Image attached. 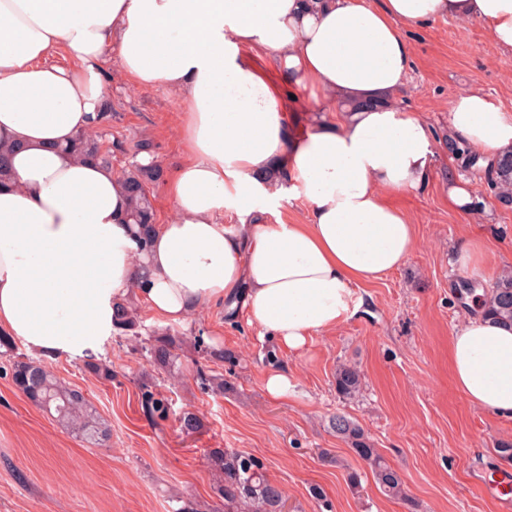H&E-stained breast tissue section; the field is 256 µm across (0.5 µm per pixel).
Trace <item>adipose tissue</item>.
Here are the masks:
<instances>
[{"mask_svg":"<svg viewBox=\"0 0 512 512\" xmlns=\"http://www.w3.org/2000/svg\"><path fill=\"white\" fill-rule=\"evenodd\" d=\"M443 18L479 21L512 56V0H0V147L13 175L0 185V332L40 356L90 360L132 296L173 322L242 299L292 351L336 328L356 311L353 285L414 249L411 218L387 197L423 187L435 143L397 102L403 32ZM110 51L135 85L182 105L187 160L145 248L122 176L64 150L95 129ZM286 85L358 109L295 139ZM449 127L486 159L512 152V114L479 87L456 95ZM287 193L306 200L307 223L223 221ZM483 297L468 299L449 366L471 404L512 418V328L483 316Z\"/></svg>","mask_w":512,"mask_h":512,"instance_id":"adipose-tissue-1","label":"adipose tissue"}]
</instances>
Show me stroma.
<instances>
[{
  "label": "stroma",
  "instance_id": "1",
  "mask_svg": "<svg viewBox=\"0 0 512 512\" xmlns=\"http://www.w3.org/2000/svg\"><path fill=\"white\" fill-rule=\"evenodd\" d=\"M412 64L400 105L428 123L435 157L426 184L393 197L416 228L405 265L382 279L352 288L355 314L336 329L313 334L300 351L281 349L243 307L214 305L177 323L132 300L138 340L113 335L100 360L111 379L89 372L79 357L42 364L79 389L105 421L109 435L93 445L76 437L29 402L12 381L13 358L0 356V512H223L213 493L217 481L206 454L214 448L258 458L287 499L286 512H512V461L500 443H512V419L485 413L457 390L448 367V345L468 316L464 285L489 287L512 266V210L501 207L484 181L461 171L444 140L454 97L476 85L512 113V60L477 22L437 20L407 31ZM112 120L103 142L116 170L135 162L146 142L163 173L186 159L178 136L176 100L160 89L135 87L115 54L100 65ZM338 103L300 93L292 135H306L314 114L335 120ZM467 181L481 211L449 208V177ZM481 242L485 260L461 266L462 239ZM202 332L211 348L227 353L211 361L190 340ZM169 335L182 342L175 365L158 369L141 344ZM359 368L363 392L347 402L336 393L338 365ZM220 376L224 392L202 388L198 370ZM287 373V397L272 398L267 375ZM169 402L166 418H149L140 403L141 383ZM196 413L202 427L187 435L178 419ZM358 420L375 448L404 482L407 500L382 494L370 470L336 437L330 419ZM332 459L324 461L321 450ZM358 472L359 485L348 475Z\"/></svg>",
  "mask_w": 512,
  "mask_h": 512
}]
</instances>
